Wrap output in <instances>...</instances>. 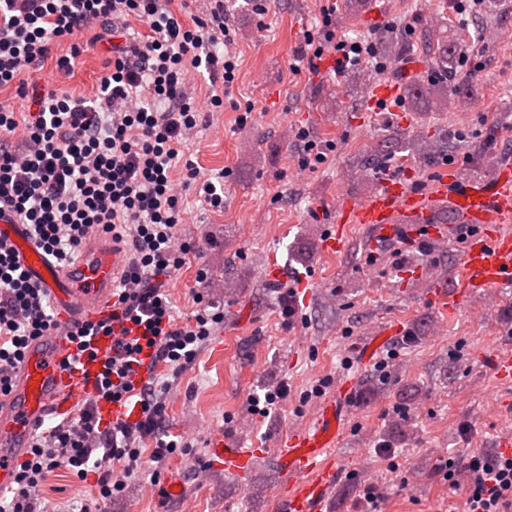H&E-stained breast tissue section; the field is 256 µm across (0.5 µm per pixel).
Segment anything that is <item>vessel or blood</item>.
<instances>
[{"mask_svg":"<svg viewBox=\"0 0 512 512\" xmlns=\"http://www.w3.org/2000/svg\"><path fill=\"white\" fill-rule=\"evenodd\" d=\"M443 207L471 229L455 271L459 294L486 296L512 287V162L502 164L493 182H462L447 176L426 193L402 180H383L363 201L342 202L324 250L331 255L341 252L353 224L364 227L366 247L375 257L386 242L397 238L413 246L423 226L430 238L444 240L451 234L450 227L432 223L434 211ZM0 234L13 242L29 276L51 293L60 316L56 330L32 341L13 390L0 397L3 490L14 484L17 458L25 454L31 435L52 412H72L93 402L104 419L116 421L127 418L130 407L97 398L98 383L115 340L122 336V324L113 323L109 336H85L78 341L72 337L77 325L111 314L112 287L127 260L123 248L106 237L93 239L77 264L62 269L26 237L23 225L13 223L11 215L0 216ZM352 386V380H341L335 392L320 401L312 422L274 449L290 488L288 512H322L336 481L332 451ZM213 454L227 471L237 474L245 473L251 458L249 451L226 447L220 439Z\"/></svg>","mask_w":512,"mask_h":512,"instance_id":"1","label":"vessel or blood"}]
</instances>
